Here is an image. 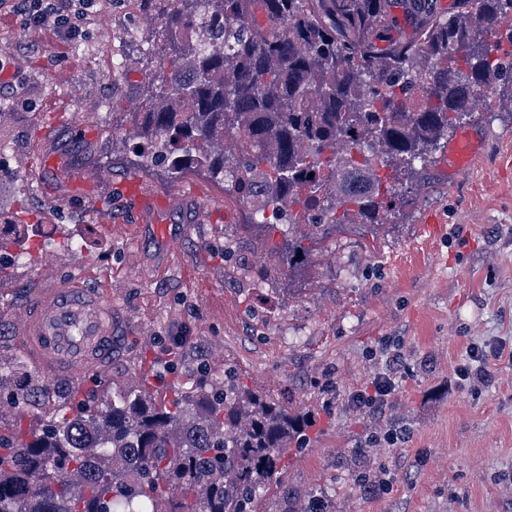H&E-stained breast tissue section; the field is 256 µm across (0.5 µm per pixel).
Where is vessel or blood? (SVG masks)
Instances as JSON below:
<instances>
[{"label":"vessel or blood","mask_w":512,"mask_h":512,"mask_svg":"<svg viewBox=\"0 0 512 512\" xmlns=\"http://www.w3.org/2000/svg\"><path fill=\"white\" fill-rule=\"evenodd\" d=\"M479 147L471 130H461L448 148L449 173L467 170ZM122 193L142 211L155 212L169 203L167 197L145 194L136 176L125 182ZM13 320L29 356L50 377L101 378L112 366L120 336L112 304L99 288L80 278L60 280L49 290L35 292Z\"/></svg>","instance_id":"1"}]
</instances>
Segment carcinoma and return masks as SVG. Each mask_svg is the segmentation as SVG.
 Here are the masks:
<instances>
[{"mask_svg": "<svg viewBox=\"0 0 512 512\" xmlns=\"http://www.w3.org/2000/svg\"><path fill=\"white\" fill-rule=\"evenodd\" d=\"M135 2L159 18L161 45L139 165L181 173L168 161L189 147L214 181L236 189L246 174L264 178L288 212L271 224L262 201L252 224L280 233L271 257L289 269L338 224L388 223L415 164L496 86H512V0H457L448 18L417 0V39L385 49L375 40L397 0ZM158 98L170 105L155 109ZM230 133L236 153L213 151ZM341 152L364 169L334 194L322 174ZM28 257L17 225L0 224V278ZM13 399L51 421L30 440L0 434V512H154L173 485L181 498L169 512H259L271 488L284 490L283 456L312 426L231 365L171 400L121 389L94 406L60 404L29 383Z\"/></svg>", "mask_w": 512, "mask_h": 512, "instance_id": "1", "label": "carcinoma"}]
</instances>
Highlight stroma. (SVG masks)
<instances>
[{
	"mask_svg": "<svg viewBox=\"0 0 512 512\" xmlns=\"http://www.w3.org/2000/svg\"><path fill=\"white\" fill-rule=\"evenodd\" d=\"M11 35L21 45L13 67L32 84L28 106L0 105L12 114L0 125V220L20 225L31 259L0 281V364L27 354L14 311L34 289L78 274L111 299L123 344L106 380L50 382L62 401L138 386L171 397L232 362L251 389L311 419L306 447L283 459L287 494H269L261 512H304L316 495L331 512H512V362H499L489 385L458 376L469 344L512 348V168L502 166L512 157V90L465 121L481 141L471 168L450 175L437 152L390 223L338 225L325 248L285 272L231 185L138 167L136 114L156 65L144 13L114 0L66 61L37 33ZM100 170L111 182L95 181ZM133 176L147 193L178 184L182 195L161 217L140 212L117 191ZM100 206L111 207V224L95 222ZM430 213L442 218L437 229L424 222ZM70 239L82 251L67 249ZM181 332L191 338L185 355H167ZM388 337L405 369L378 419L347 397L385 371ZM329 382L338 393L330 408ZM11 392L0 387V406L16 410L0 427L42 433L47 414L15 406ZM392 422L407 441L358 455ZM380 466L393 489L368 496L357 477Z\"/></svg>",
	"mask_w": 512,
	"mask_h": 512,
	"instance_id": "1",
	"label": "stroma"
}]
</instances>
